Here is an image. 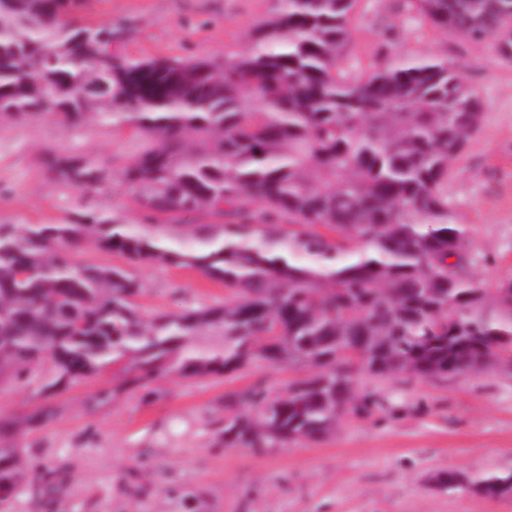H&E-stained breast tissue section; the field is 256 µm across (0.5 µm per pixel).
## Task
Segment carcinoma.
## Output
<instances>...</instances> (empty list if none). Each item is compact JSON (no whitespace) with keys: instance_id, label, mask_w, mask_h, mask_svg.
I'll return each mask as SVG.
<instances>
[{"instance_id":"obj_1","label":"carcinoma","mask_w":512,"mask_h":512,"mask_svg":"<svg viewBox=\"0 0 512 512\" xmlns=\"http://www.w3.org/2000/svg\"><path fill=\"white\" fill-rule=\"evenodd\" d=\"M454 37L512 26V0H407ZM356 0H273L249 48L224 60L99 63L112 22H64L80 0H0V123L90 115L129 125L142 149L112 161L50 156L54 181L95 191L119 174L145 224L85 211L67 224H0V388L54 395L109 364L142 390L160 377L224 376L256 360L316 372L276 392L262 381L224 395L222 448L269 453L320 441L348 413L383 405L376 383L512 361V287L465 276L466 230L444 187L480 130L478 93L444 58L340 67ZM203 214L220 224H185ZM124 265L79 264L86 244ZM455 256L451 264L446 259ZM165 262L224 284L218 307L143 312L127 267ZM54 415L0 418V436ZM67 483L0 443V507L24 489L44 512ZM445 490L512 498V472L440 471ZM123 491L147 489L135 471ZM178 512L197 494L168 489Z\"/></svg>"}]
</instances>
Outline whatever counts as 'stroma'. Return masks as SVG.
Wrapping results in <instances>:
<instances>
[{"instance_id": "1", "label": "stroma", "mask_w": 512, "mask_h": 512, "mask_svg": "<svg viewBox=\"0 0 512 512\" xmlns=\"http://www.w3.org/2000/svg\"><path fill=\"white\" fill-rule=\"evenodd\" d=\"M270 0H86L73 17L109 20L124 32L118 50L132 58H224L248 45ZM401 56L443 54L484 106L479 132L454 164L448 197L470 237L465 274L488 285L512 276V63L491 41L446 35L410 13L405 0H358L347 57L367 69L381 32ZM143 141L135 129L98 119L71 130L54 120L0 126V223L62 224L86 207L120 224L142 212L121 180L85 193L49 180L45 152L92 156L120 165ZM146 313L223 303L222 284L163 262L133 267ZM288 365L255 363L226 376L154 381L150 400L120 390L119 367L82 377L54 398L47 425L15 440L45 464H66L70 484L55 512H176L166 497L178 483L199 494L206 512H512V499L489 500L466 487L436 489L434 474L512 471V364L448 377L402 374L384 386L385 406L344 415L335 433L271 453L212 446L225 392L256 379L279 390L304 377ZM114 390L110 404L94 395ZM146 462L149 496H126L119 479Z\"/></svg>"}]
</instances>
